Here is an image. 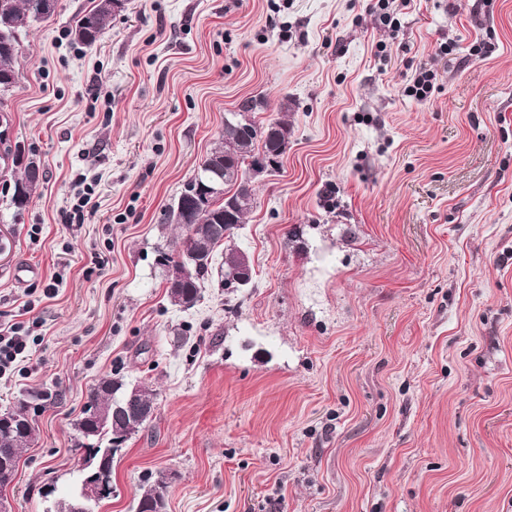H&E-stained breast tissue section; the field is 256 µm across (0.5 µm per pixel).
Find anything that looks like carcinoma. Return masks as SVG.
<instances>
[{
	"label": "carcinoma",
	"mask_w": 512,
	"mask_h": 512,
	"mask_svg": "<svg viewBox=\"0 0 512 512\" xmlns=\"http://www.w3.org/2000/svg\"><path fill=\"white\" fill-rule=\"evenodd\" d=\"M9 4V12L0 15V90L13 87L19 81L18 59L21 48L18 31L29 22H40L39 6L46 0H5ZM111 0H94V5L79 14L70 29L72 40L76 43L92 46L106 33L112 17ZM291 135V127L287 120L272 119L266 124H254L253 132L248 133L237 123L224 124L219 140L206 158H217L224 162L221 179V192L197 204L188 202L191 209L189 223L182 220L178 212V204L169 210V220L180 224L183 234L177 239L174 252L162 254L167 262L181 258L184 252L197 250L204 253L203 261L193 265L190 279L181 288L169 289L171 302L183 307L192 308L201 298L200 284L215 274L221 282L226 279L231 269L241 265H251L249 257L240 248L230 244L233 234L224 233V225L245 223L247 215L253 208V196L248 194L239 197L238 171H247L252 166L267 167L273 158L280 155L281 145ZM0 158L11 161L20 168V174L13 180L11 202L14 207L22 209L27 206L39 184L30 165L22 164L18 155L12 152L11 146H5ZM230 194L238 201L237 207L230 217H224V196ZM192 224H212L219 226L209 236L195 239L190 233ZM224 249V262L214 266V252ZM127 391L125 383L119 379H103L92 391L90 400L94 401L101 411V416L93 420L78 421V430L87 442L82 444L84 454L94 457L96 465L107 474H112V462L119 444L125 443L132 435L146 428L151 418L146 417L129 426V421L114 413L112 397L120 396ZM32 439V425L21 407L17 410L0 414V480L13 481L19 461L29 448ZM108 441L109 447H101L102 441ZM166 482L162 479L147 489L140 497L136 512H164Z\"/></svg>",
	"instance_id": "carcinoma-1"
}]
</instances>
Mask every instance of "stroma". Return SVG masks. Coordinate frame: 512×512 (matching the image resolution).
<instances>
[{
  "instance_id": "35a3bbf8",
  "label": "stroma",
  "mask_w": 512,
  "mask_h": 512,
  "mask_svg": "<svg viewBox=\"0 0 512 512\" xmlns=\"http://www.w3.org/2000/svg\"><path fill=\"white\" fill-rule=\"evenodd\" d=\"M90 6L21 28L0 92L43 173L19 210L0 165V324L41 338L0 377V414L34 428L10 512L78 484L104 378L156 411L95 512H135L160 476L166 512H512V0H415L395 34L366 0H130L87 47ZM251 99L292 129L234 239L253 281L175 306L168 207ZM436 79V72L421 67L420 70L415 72L405 92L408 96L414 97L417 100H425L430 96Z\"/></svg>"
}]
</instances>
